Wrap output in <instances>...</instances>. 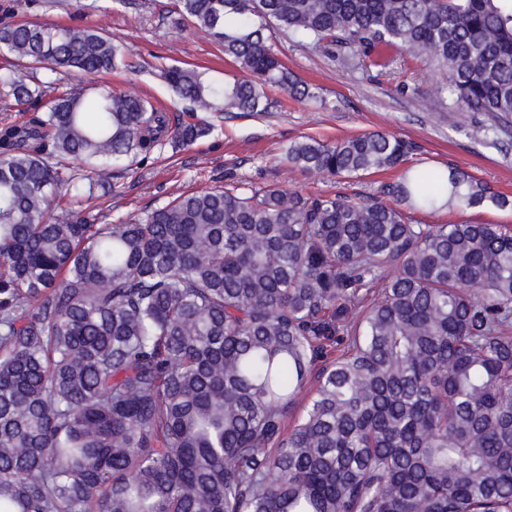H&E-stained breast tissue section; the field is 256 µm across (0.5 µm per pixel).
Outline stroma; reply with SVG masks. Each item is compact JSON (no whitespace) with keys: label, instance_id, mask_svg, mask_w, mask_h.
Returning a JSON list of instances; mask_svg holds the SVG:
<instances>
[{"label":"stroma","instance_id":"35a3bbf8","mask_svg":"<svg viewBox=\"0 0 512 512\" xmlns=\"http://www.w3.org/2000/svg\"><path fill=\"white\" fill-rule=\"evenodd\" d=\"M103 30L121 43L138 67L110 74L72 73L74 89L107 85L149 98L170 115L185 109L173 92L149 74L152 65L195 66L218 81L239 76L208 32L176 25V0H0V18ZM279 57L290 71L317 87L320 103L297 101L270 89L271 111L225 113L218 135L180 149L165 148L144 162H126L112 170V191L95 192L87 205L118 222L161 207L182 193L234 180L248 186L276 184L305 194L342 193L360 197L379 193L399 171L358 178H319L282 163L288 145L305 136L327 142L371 131H385L417 146L418 167H459L512 196V141L505 146L479 145L456 127L455 113L427 111L425 100L437 79L420 61L361 70L342 55L309 48L276 36ZM415 224L475 222L512 224V210L480 207L430 212L413 209Z\"/></svg>","mask_w":512,"mask_h":512}]
</instances>
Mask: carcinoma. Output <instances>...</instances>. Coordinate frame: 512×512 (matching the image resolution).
I'll return each mask as SVG.
<instances>
[{"mask_svg": "<svg viewBox=\"0 0 512 512\" xmlns=\"http://www.w3.org/2000/svg\"><path fill=\"white\" fill-rule=\"evenodd\" d=\"M245 73L159 76L197 113L88 99L0 70V512H512V225L413 224L404 207L512 208L464 169L411 166L351 199L276 185L184 193L99 224L69 208L112 163L316 100L271 41L440 78L427 110L475 143L512 136V0H179ZM0 54L51 73L128 66L103 32L0 26ZM413 152L382 131L303 138L285 160L358 178ZM61 214L44 219L54 201ZM310 399L287 428L299 395Z\"/></svg>", "mask_w": 512, "mask_h": 512, "instance_id": "obj_1", "label": "carcinoma"}]
</instances>
